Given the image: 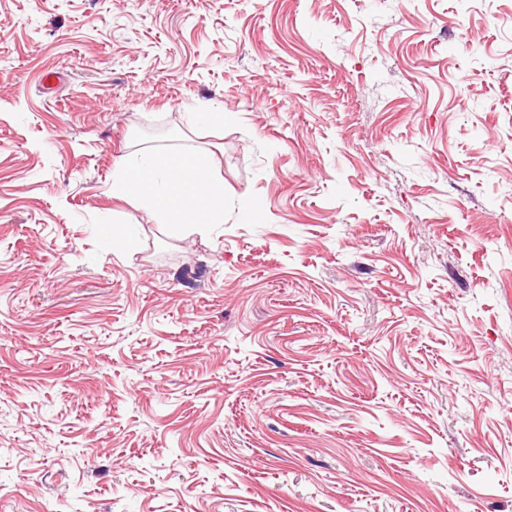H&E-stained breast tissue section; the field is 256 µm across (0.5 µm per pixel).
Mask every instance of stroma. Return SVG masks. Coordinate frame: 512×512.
Wrapping results in <instances>:
<instances>
[{
	"mask_svg": "<svg viewBox=\"0 0 512 512\" xmlns=\"http://www.w3.org/2000/svg\"><path fill=\"white\" fill-rule=\"evenodd\" d=\"M0 512H512V0H0ZM112 195L139 203L179 233L224 222V184L196 153L130 155L113 171Z\"/></svg>",
	"mask_w": 512,
	"mask_h": 512,
	"instance_id": "obj_1",
	"label": "stroma"
}]
</instances>
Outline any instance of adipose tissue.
<instances>
[{
    "label": "adipose tissue",
    "mask_w": 512,
    "mask_h": 512,
    "mask_svg": "<svg viewBox=\"0 0 512 512\" xmlns=\"http://www.w3.org/2000/svg\"><path fill=\"white\" fill-rule=\"evenodd\" d=\"M112 194L139 203L179 233L224 221V185L191 152L129 156L112 174Z\"/></svg>",
    "instance_id": "adipose-tissue-1"
}]
</instances>
